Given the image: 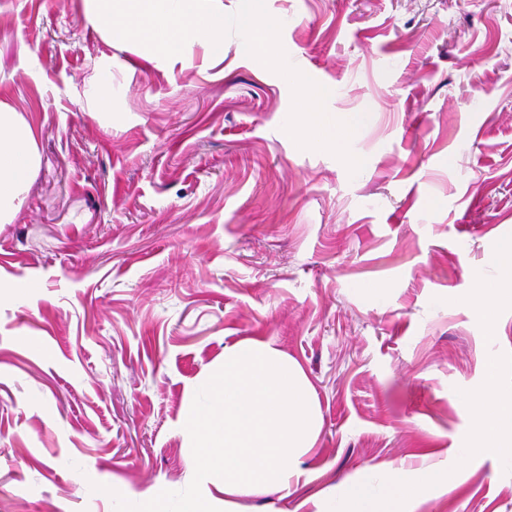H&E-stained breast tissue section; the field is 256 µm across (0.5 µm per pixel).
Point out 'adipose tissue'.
<instances>
[{"label": "adipose tissue", "instance_id": "ef3b65f1", "mask_svg": "<svg viewBox=\"0 0 512 512\" xmlns=\"http://www.w3.org/2000/svg\"><path fill=\"white\" fill-rule=\"evenodd\" d=\"M38 163L36 134L21 114L0 104V223L14 216ZM473 433L468 451L512 458V391L497 377H490L485 393L471 396ZM454 472L429 468L416 476L405 470H390L379 479H365L341 486L335 512H411L415 500L431 486L454 483Z\"/></svg>", "mask_w": 512, "mask_h": 512}]
</instances>
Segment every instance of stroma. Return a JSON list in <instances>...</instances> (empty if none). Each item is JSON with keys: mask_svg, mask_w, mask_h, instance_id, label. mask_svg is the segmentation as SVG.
Masks as SVG:
<instances>
[{"mask_svg": "<svg viewBox=\"0 0 512 512\" xmlns=\"http://www.w3.org/2000/svg\"><path fill=\"white\" fill-rule=\"evenodd\" d=\"M265 7L328 114L364 117L357 174L283 131L290 85L239 36L152 64L83 0H0V103L39 155L0 223V512L190 482V388L248 338L300 365L322 429L289 489L238 512L433 466L458 480L417 512H512V465L467 452L468 397L494 367L512 386V304L470 300L512 244V0Z\"/></svg>", "mask_w": 512, "mask_h": 512, "instance_id": "1", "label": "stroma"}]
</instances>
